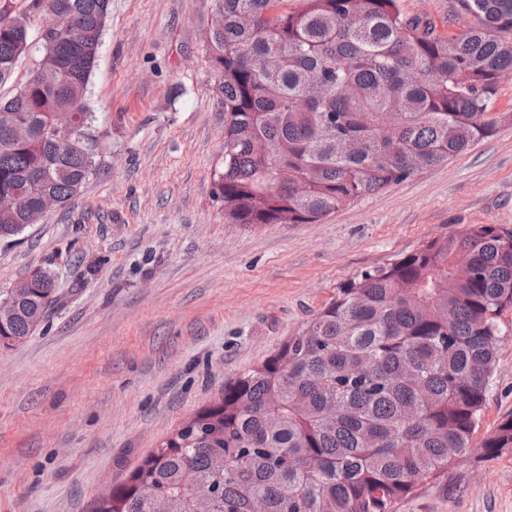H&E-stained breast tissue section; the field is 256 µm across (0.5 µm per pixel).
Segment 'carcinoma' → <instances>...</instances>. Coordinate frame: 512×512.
Returning a JSON list of instances; mask_svg holds the SVG:
<instances>
[{
	"mask_svg": "<svg viewBox=\"0 0 512 512\" xmlns=\"http://www.w3.org/2000/svg\"><path fill=\"white\" fill-rule=\"evenodd\" d=\"M214 0L208 37L224 105L217 187L235 224H314L494 134L488 105L512 72V0H458L475 23L445 34L400 0ZM112 0H0V85L43 27L40 59L0 99V240L21 234L43 197L64 207L99 165L86 92ZM72 129L61 134L57 114ZM286 167L293 178L278 180ZM37 268L0 302V346L64 306ZM512 306V231L476 224L434 238L344 284L264 361L224 385L92 512H390L471 453ZM512 448V417L483 445Z\"/></svg>",
	"mask_w": 512,
	"mask_h": 512,
	"instance_id": "obj_1",
	"label": "carcinoma"
}]
</instances>
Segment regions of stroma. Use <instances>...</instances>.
<instances>
[{"instance_id": "obj_1", "label": "stroma", "mask_w": 512, "mask_h": 512, "mask_svg": "<svg viewBox=\"0 0 512 512\" xmlns=\"http://www.w3.org/2000/svg\"><path fill=\"white\" fill-rule=\"evenodd\" d=\"M455 34L456 0H401ZM213 0H112L87 100L101 164L69 208L0 241V291L45 267L66 295L0 347V512H91L182 421L263 361L350 278L472 224L512 230V123L315 224H234L216 180L224 107ZM473 451L392 512H512V307ZM508 448H512V417L509 416L502 419L493 435L482 445L486 457L497 456Z\"/></svg>"}]
</instances>
